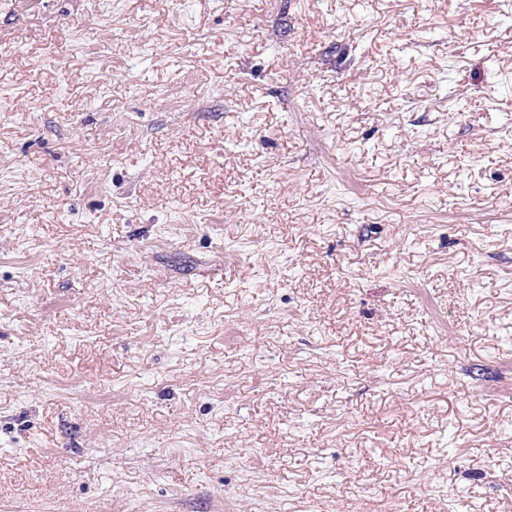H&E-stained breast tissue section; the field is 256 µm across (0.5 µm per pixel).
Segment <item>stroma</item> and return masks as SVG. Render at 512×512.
<instances>
[{
    "instance_id": "35a3bbf8",
    "label": "stroma",
    "mask_w": 512,
    "mask_h": 512,
    "mask_svg": "<svg viewBox=\"0 0 512 512\" xmlns=\"http://www.w3.org/2000/svg\"><path fill=\"white\" fill-rule=\"evenodd\" d=\"M0 512H512V0H0Z\"/></svg>"
}]
</instances>
